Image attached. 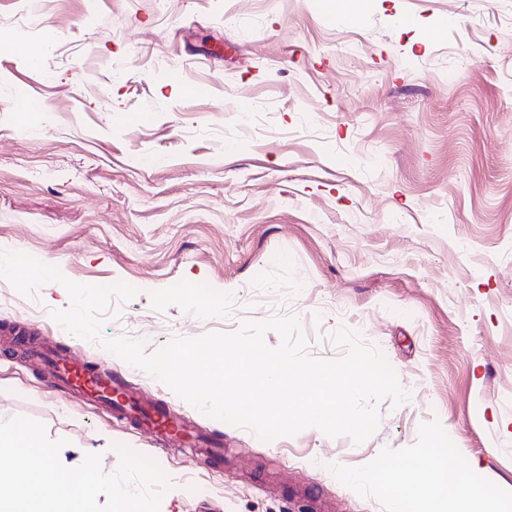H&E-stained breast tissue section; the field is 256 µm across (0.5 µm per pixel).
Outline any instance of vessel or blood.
<instances>
[{"mask_svg": "<svg viewBox=\"0 0 512 512\" xmlns=\"http://www.w3.org/2000/svg\"><path fill=\"white\" fill-rule=\"evenodd\" d=\"M49 363L61 384L77 391L90 404L119 412L153 439L183 443L202 439L194 428L171 417L165 407L128 397L124 384L113 377L111 370L87 366L71 354L52 357Z\"/></svg>", "mask_w": 512, "mask_h": 512, "instance_id": "1", "label": "vessel or blood"}]
</instances>
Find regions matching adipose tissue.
I'll return each mask as SVG.
<instances>
[{"label":"adipose tissue","instance_id":"adipose-tissue-1","mask_svg":"<svg viewBox=\"0 0 512 512\" xmlns=\"http://www.w3.org/2000/svg\"><path fill=\"white\" fill-rule=\"evenodd\" d=\"M412 508L414 512H495L497 505L468 481L465 472L436 468L416 487Z\"/></svg>","mask_w":512,"mask_h":512}]
</instances>
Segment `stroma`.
Wrapping results in <instances>:
<instances>
[{
	"label": "stroma",
	"mask_w": 512,
	"mask_h": 512,
	"mask_svg": "<svg viewBox=\"0 0 512 512\" xmlns=\"http://www.w3.org/2000/svg\"><path fill=\"white\" fill-rule=\"evenodd\" d=\"M1 29L0 246L135 287L103 339L150 355L295 317L332 361L343 326L409 398L359 444L265 441L64 329L62 285L32 301L0 279V414L43 423L69 468L150 458L159 512H392L389 486L350 474L430 448L512 503V0H0ZM32 337L118 371L223 458L80 404L29 364Z\"/></svg>",
	"instance_id": "35a3bbf8"
}]
</instances>
